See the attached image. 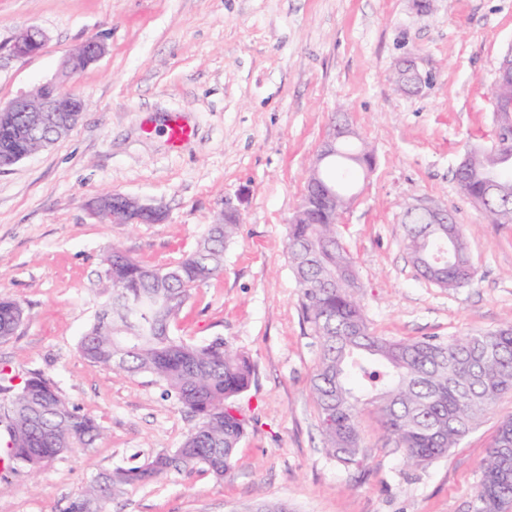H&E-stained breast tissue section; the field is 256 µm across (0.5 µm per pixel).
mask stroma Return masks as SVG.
Instances as JSON below:
<instances>
[{"label": "stroma", "instance_id": "obj_1", "mask_svg": "<svg viewBox=\"0 0 512 512\" xmlns=\"http://www.w3.org/2000/svg\"><path fill=\"white\" fill-rule=\"evenodd\" d=\"M31 26L43 48L12 57ZM89 39L105 55L63 76L64 58ZM511 45L512 0H432L423 16L413 0H0V101L57 81L88 104L67 135L0 172V298L26 309L0 343V369L45 374L103 429L94 447L37 472L0 470V512H67L98 474L181 446L195 419L162 383L89 363L78 344L110 292L112 245L173 264L229 199L241 223L224 272L194 288L173 332L197 344L224 338L251 359L252 383L235 400L248 433L224 481L173 471L116 496L111 512H247L262 501L293 512H470L512 394L418 468L404 466L366 407L363 464L338 462L323 446L310 390L320 349L285 240L323 140L346 122L376 157L339 224L370 330L448 341L512 323V225L485 223L454 180L467 151L493 143L488 91ZM410 55L431 77L418 93L389 79ZM172 112L196 130L177 150L164 132ZM107 192L166 218L100 222L90 204ZM415 199L463 224L472 285L441 288L417 272L402 224Z\"/></svg>", "mask_w": 512, "mask_h": 512}]
</instances>
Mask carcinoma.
<instances>
[{
  "label": "carcinoma",
  "instance_id": "cac0c4a2",
  "mask_svg": "<svg viewBox=\"0 0 512 512\" xmlns=\"http://www.w3.org/2000/svg\"><path fill=\"white\" fill-rule=\"evenodd\" d=\"M495 116L492 150L512 152V88L490 90ZM46 124L35 112L23 117L25 130H0V145L17 152L37 151L71 130L75 114L54 113ZM477 160L466 174L454 173L460 194L472 203L484 199L485 164ZM375 165L368 144L347 137L336 155L324 161L318 179L335 188L336 199L320 195L302 200L288 225L286 250L300 288L302 310L320 346L310 389L325 448L347 466L363 463L359 417L362 407H376L386 439L402 450L407 466L443 457L458 445L502 395L512 392V326L495 332L433 338L390 339L369 331L355 298L360 287L355 264L338 237L340 214L352 201L339 181ZM490 224H512V203L482 206ZM462 240L448 251V230ZM239 220L224 213L207 225L195 250L166 266H149L114 244L107 254L106 278L112 292L101 313L79 342L81 356L117 372H146L197 418L180 448L160 452L147 463L99 474L68 512H109L112 498L145 486L172 470L201 466L222 481L235 463L249 425L232 413L234 400L250 386L253 365L221 337L203 345L170 334L191 291L224 270V250L237 236ZM406 247L421 274L441 288H463L474 280L468 242L461 225L428 224L413 213L406 225ZM24 319L23 303L0 299V342L10 340ZM0 433L3 456L11 469L38 470L43 463L78 448H90L101 436L99 424L77 411L54 383L33 373L15 385L0 376ZM512 418L493 437L471 512H500L498 502L512 501Z\"/></svg>",
  "mask_w": 512,
  "mask_h": 512
}]
</instances>
